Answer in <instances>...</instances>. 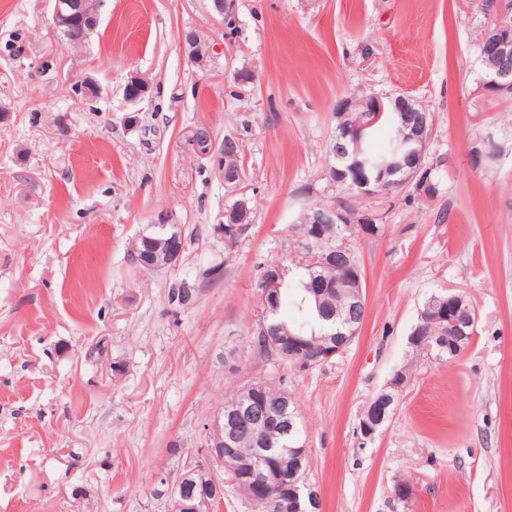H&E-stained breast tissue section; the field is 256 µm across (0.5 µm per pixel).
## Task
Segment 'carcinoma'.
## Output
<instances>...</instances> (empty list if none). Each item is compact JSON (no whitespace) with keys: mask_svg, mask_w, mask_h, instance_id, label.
<instances>
[{"mask_svg":"<svg viewBox=\"0 0 512 512\" xmlns=\"http://www.w3.org/2000/svg\"><path fill=\"white\" fill-rule=\"evenodd\" d=\"M426 120L431 124L430 113L420 104H415V111L401 116L396 112L388 113L380 124L389 128L387 139L379 144L370 143V138L361 142L358 160L364 165L371 176L379 171L389 172V180L404 182L417 179L415 189L431 196L435 188L430 180V171L422 163L414 169L406 167L407 154L399 150L403 136L402 119ZM369 119L367 112H345L337 114L336 128L353 127L365 123ZM244 148L234 139H224V182L229 192L236 199L224 207V223L216 225V230L224 233V262L233 258L236 249L249 237L253 225V209L250 199L245 193L244 179ZM321 204L306 209L298 218V223L289 226L295 236L316 221ZM346 217L337 223L326 219L320 222L318 237L312 239L311 245L298 242L300 260L298 267L302 274L296 279L288 278L287 269L283 268L284 258H266L258 264V292L261 317L253 332L251 346L256 355L265 361H273L285 367L299 371L321 366L313 363L309 366L299 364L292 359L288 351V335L296 336L306 344L307 353L311 356L319 354L336 339L349 333V322H362L366 315V303H357V299L365 297V285L346 282L343 265L349 260H358L356 251L347 252L342 249L343 241L350 236L349 225L362 223L354 210L344 207ZM176 230L169 225L154 224L152 230L141 235L134 242L132 250L149 244H162L170 240ZM335 253L336 263L322 265L318 257ZM282 266V272L276 279H269L274 265ZM195 288L189 282L182 281L171 289L170 301L185 306L194 300ZM289 305L293 315H282V307ZM448 306V293L440 290L432 293L419 311L417 321L411 335L417 338L418 345L411 346L416 352L433 354L436 358L451 362L458 359L468 348L472 337L461 336L455 331L451 322H443L436 318L434 310ZM285 380L277 382L264 377H250L237 384L224 400V410L236 402L250 397L264 401L267 411L277 422L254 430L238 432L234 447L237 448V462L247 464L254 460L256 448L266 449V458L261 466H279L288 469L302 464L307 469L308 459L306 448L301 443L300 425L297 415V402L284 387ZM196 472L191 476L195 486V501L203 498L211 501V509L217 510L220 504L211 492L214 489L211 477L201 465H195ZM224 481L239 496L245 512H311L306 508L296 509L292 505L288 488L273 487L263 492L251 488L256 483L253 478L242 477V471L224 469Z\"/></svg>","mask_w":512,"mask_h":512,"instance_id":"obj_1","label":"carcinoma"}]
</instances>
